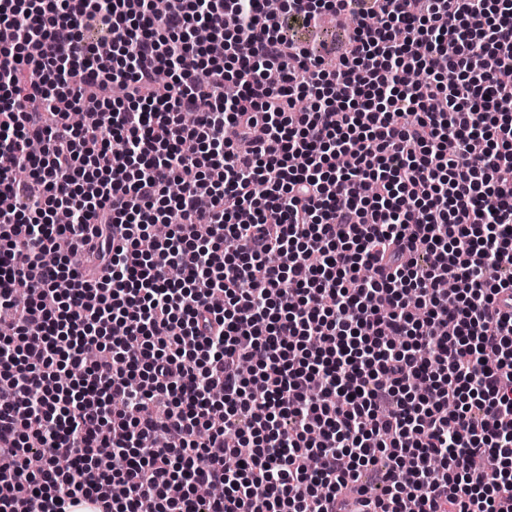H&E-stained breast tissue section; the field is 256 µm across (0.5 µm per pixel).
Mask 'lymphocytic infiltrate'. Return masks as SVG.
I'll return each instance as SVG.
<instances>
[{"label":"lymphocytic infiltrate","instance_id":"lymphocytic-infiltrate-1","mask_svg":"<svg viewBox=\"0 0 512 512\" xmlns=\"http://www.w3.org/2000/svg\"><path fill=\"white\" fill-rule=\"evenodd\" d=\"M296 2L0 0V512H512V0ZM348 34L349 33L343 32L336 27L323 25L313 31H308L307 29L296 31V37L299 40L311 41L315 44H325L330 47H335L336 50L345 44L348 39Z\"/></svg>","mask_w":512,"mask_h":512}]
</instances>
